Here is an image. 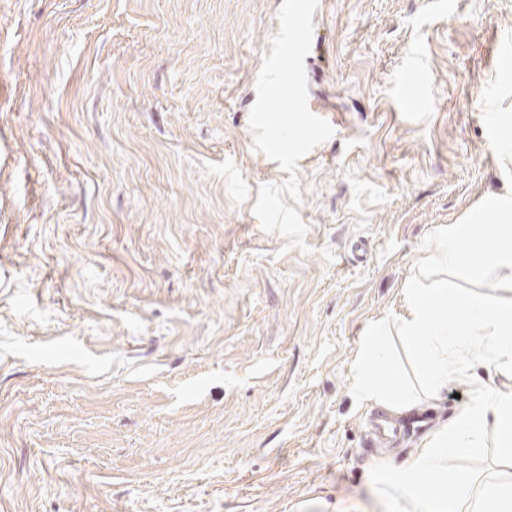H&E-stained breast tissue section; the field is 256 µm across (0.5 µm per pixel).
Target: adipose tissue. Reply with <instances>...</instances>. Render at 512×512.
Here are the masks:
<instances>
[{"mask_svg":"<svg viewBox=\"0 0 512 512\" xmlns=\"http://www.w3.org/2000/svg\"><path fill=\"white\" fill-rule=\"evenodd\" d=\"M495 434L498 467L478 476L451 470L447 458L483 446L486 431ZM387 494L403 512H512V395L479 390L473 404L432 433L426 448L392 472Z\"/></svg>","mask_w":512,"mask_h":512,"instance_id":"ef3b65f1","label":"adipose tissue"}]
</instances>
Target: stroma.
<instances>
[{"label": "stroma", "mask_w": 512, "mask_h": 512, "mask_svg": "<svg viewBox=\"0 0 512 512\" xmlns=\"http://www.w3.org/2000/svg\"><path fill=\"white\" fill-rule=\"evenodd\" d=\"M282 2L0 0V512H400L390 471L469 403L388 446L350 386L425 237L512 187L481 107L512 0H319L302 249L253 212Z\"/></svg>", "instance_id": "stroma-1"}]
</instances>
